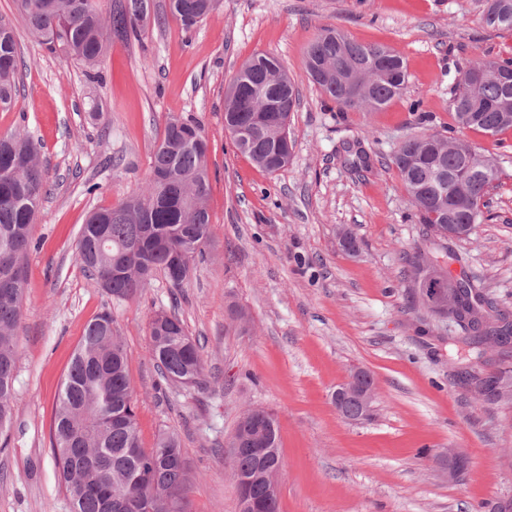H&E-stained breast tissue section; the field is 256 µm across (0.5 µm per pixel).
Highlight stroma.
<instances>
[{
    "instance_id": "35a3bbf8",
    "label": "stroma",
    "mask_w": 512,
    "mask_h": 512,
    "mask_svg": "<svg viewBox=\"0 0 512 512\" xmlns=\"http://www.w3.org/2000/svg\"><path fill=\"white\" fill-rule=\"evenodd\" d=\"M164 25L112 40L90 78L32 39L13 0H0L21 59L16 103L0 135L18 127L41 143L47 196L30 229L14 418L0 434V512H69L51 451L55 400L86 325L111 314L129 352L144 447L178 436L192 472L190 512H239L229 446L244 409L277 417L285 468L280 512H494L512 504V409L473 402L455 377L449 337L460 330L414 304L404 253L423 244L392 157L420 132L454 126L452 92L481 57H512V31L486 27L480 0H223L190 33L152 0ZM337 28L399 51L408 83L374 112H339L309 80L303 55ZM258 53L277 57L299 103L294 154L270 174L224 129V93ZM419 111H412V103ZM196 117L208 139L213 236L183 287L155 275L119 300L76 257L89 212L141 192L152 154L174 117ZM463 139L495 158L500 178L485 218L465 239L453 274L512 310V130ZM362 150L366 168L344 163ZM361 242L341 250L338 226ZM179 313L198 339L204 383L166 382L149 350L154 312ZM370 371V420L342 419L331 394L354 368ZM449 448L470 465L448 481L433 464Z\"/></svg>"
}]
</instances>
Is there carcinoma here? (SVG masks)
<instances>
[{
	"label": "carcinoma",
	"instance_id": "carcinoma-1",
	"mask_svg": "<svg viewBox=\"0 0 512 512\" xmlns=\"http://www.w3.org/2000/svg\"><path fill=\"white\" fill-rule=\"evenodd\" d=\"M99 0H14L29 35L49 50L88 71L102 62L108 45L104 28L128 41L141 35L151 16L152 0H116L104 16ZM220 0H169V13L185 32L213 13ZM483 23L512 30V0H486ZM304 68L321 93L339 110H377L399 95L408 81L402 55L378 44H358L337 30H323L304 54ZM19 58L11 23L0 18V107L11 108L17 91ZM470 70L482 73L478 84L461 78L451 102L460 129L496 135L512 129V58H481ZM359 79V102L344 100L342 77ZM299 100L288 72L266 54L253 55L229 85L224 120L229 126L257 127L251 139L235 147L267 173L278 171L276 142L288 129V117ZM208 140L193 117L173 119L153 152L152 175L146 192L119 204L93 211L81 227L77 257L96 283L118 299L136 296L154 273L182 287L212 235L207 208ZM409 204L423 224L425 246L404 256L412 287H422L425 266H448L456 259L441 230L448 227V195L458 197L459 224L469 235L483 218L489 188L499 180L498 163L468 141L439 132L406 138L393 155ZM46 173L39 163V143L29 133L15 131L0 137V283L12 281L14 295H0V431L11 419L13 381L19 357L16 332L22 317L24 274L22 259L30 247L29 230L39 207ZM453 307L430 311L438 318L464 313L476 327L452 337L457 354L480 361L491 341L501 353L512 342L507 313L486 306L482 291L460 278ZM151 352L164 380L198 386L204 363L197 340L182 320L158 313L150 321ZM129 352L114 320L103 313L90 321L58 392L51 426L52 450L61 485L73 512H189L191 471L179 440L160 436L148 453L132 456L142 447L133 389L127 373ZM495 370L471 366L464 377L470 398L483 404L512 407V394L497 391ZM273 415L247 410L234 438L271 435L279 443ZM234 470L252 479V492L266 501L263 512H279L278 500L266 494L267 477L285 462L273 451L261 459L247 451L231 459Z\"/></svg>",
	"mask_w": 512,
	"mask_h": 512
}]
</instances>
